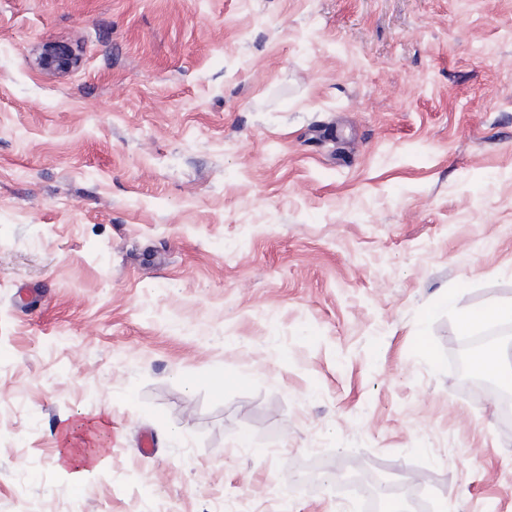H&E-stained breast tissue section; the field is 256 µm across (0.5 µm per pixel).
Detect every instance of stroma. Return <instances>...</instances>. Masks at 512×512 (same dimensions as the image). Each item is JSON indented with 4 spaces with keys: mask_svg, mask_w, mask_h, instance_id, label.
<instances>
[{
    "mask_svg": "<svg viewBox=\"0 0 512 512\" xmlns=\"http://www.w3.org/2000/svg\"><path fill=\"white\" fill-rule=\"evenodd\" d=\"M510 302L512 0H0V512H512ZM79 64L76 52L66 46L55 43H46L37 53L33 65L44 72L66 74ZM456 322L461 335H468L471 330L484 324L511 323L512 303L507 305H493L482 309H458L456 312ZM495 340L490 337L475 336L467 344L459 348L455 357V367L462 375L464 385L469 388L478 389L480 391H487L495 393L500 398L511 397V393L501 387L496 381L489 377L482 376L479 373H486L494 376L503 375V370L499 367V360L497 358V349L493 348L488 353L477 354L473 360L474 354L481 352L483 349L490 346ZM471 360L473 367L471 365Z\"/></svg>",
    "mask_w": 512,
    "mask_h": 512,
    "instance_id": "1",
    "label": "stroma"
}]
</instances>
